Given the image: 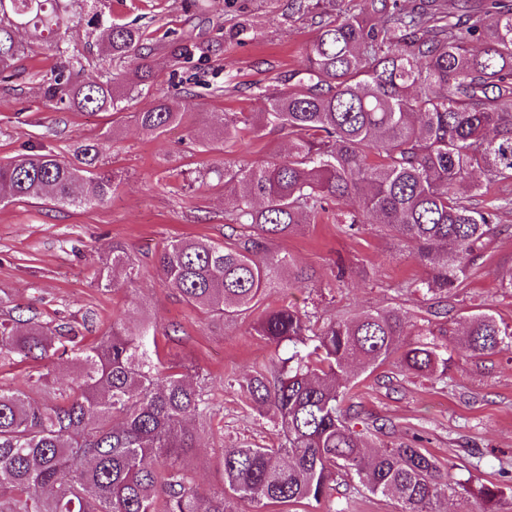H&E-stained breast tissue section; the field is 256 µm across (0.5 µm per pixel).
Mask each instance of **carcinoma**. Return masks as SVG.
Masks as SVG:
<instances>
[{"mask_svg": "<svg viewBox=\"0 0 512 512\" xmlns=\"http://www.w3.org/2000/svg\"><path fill=\"white\" fill-rule=\"evenodd\" d=\"M75 0H0V74L28 52L20 39L56 38L63 58L42 86L43 98L78 111L122 112L153 78L155 50L146 30L95 12L102 54L135 67L99 81H80L65 42L80 37ZM318 19L302 67L276 92L259 89L258 113L213 118L224 141L268 128L283 132L288 158L260 164L226 162L224 241L180 238L164 246L157 267L189 305L222 320L252 314L283 276L312 275L267 241L299 232L351 202L337 215L356 234L380 224L413 247L426 276L407 287L451 299L487 242L499 232L512 196L484 199V182L512 184V4L508 0H288V17ZM248 26L224 28L240 42ZM173 62L201 45L190 35L167 43ZM167 101L135 113L143 131L159 136L180 122ZM112 193L97 147H78L74 160L39 150L0 163V203L37 200L83 207ZM138 265L122 245L99 262L97 285L119 278L129 287ZM293 306L267 309L254 334L291 353L255 371L244 393L277 430L276 446L224 449L223 485L205 489L187 459L212 409L202 382L179 362L161 360L149 320L114 319L91 343L57 334L32 315L0 320V366L27 365L28 381L53 393L46 402L0 386V512H241L328 498L343 473L374 495L391 496L398 512H437L452 489L425 449L400 443L369 452L368 430L342 380L386 363L414 376L447 377L451 357L437 337L405 340L399 308L334 316L322 324ZM456 346L469 357L490 356L512 340V326L489 309L465 317ZM72 368L73 383L57 388L41 360ZM503 488L484 486L477 512H497Z\"/></svg>", "mask_w": 512, "mask_h": 512, "instance_id": "cac0c4a2", "label": "carcinoma"}]
</instances>
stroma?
Listing matches in <instances>:
<instances>
[{"mask_svg": "<svg viewBox=\"0 0 512 512\" xmlns=\"http://www.w3.org/2000/svg\"><path fill=\"white\" fill-rule=\"evenodd\" d=\"M96 0L80 5L87 16L96 8L118 23L147 26L154 41L166 43L193 33L206 43H221L189 69H176L162 58L154 79L143 86L126 111L113 114L74 112L46 102L39 89L58 62L52 43H34L12 76L0 77V160L46 150L72 157L93 142L106 170L115 176L112 193L100 204L61 207L36 201L0 204V311L18 309L38 315L51 326H71L86 339L107 330L114 317L148 316L170 330L162 346L167 357L204 378L217 409L205 423L194 461L199 484H222L220 455L240 442L262 446L276 440L268 420L241 391L240 382L272 359L287 357L288 345L274 348L251 328V319L224 322L190 307L168 288L156 267L158 252L181 237L224 238V185L214 174L225 161L242 164L283 158L288 139L265 130L236 143L224 142L211 129L216 112H259L264 100L254 86L272 87L301 68L303 48L316 27L307 18H289L288 0ZM246 21L245 41H224L225 21ZM171 101L183 119L160 136L140 129L132 118L158 98ZM197 142H190V134ZM114 244L137 259V292L98 287L99 258ZM270 252L288 255L315 275L311 286L292 284L268 289L263 306L289 304L326 319L363 309L397 307L409 321L407 338L416 340L424 326L460 336L463 318L476 309H492L512 325V291L499 288L512 272V212L502 214L500 232L470 268L451 299L452 311L432 316L430 303L408 290L422 277L409 244L368 224L346 233L334 217L268 242ZM347 271L344 285L331 283L336 265ZM349 390L365 422H392V434H372L380 451L394 443L420 440L447 473L454 491L440 512H472L484 485L512 486V344L474 359L455 354L446 382L398 376L392 387L375 376L352 380ZM388 496L374 495L358 483L338 482L321 502L290 505L288 512H397Z\"/></svg>", "mask_w": 512, "mask_h": 512, "instance_id": "1", "label": "stroma"}]
</instances>
